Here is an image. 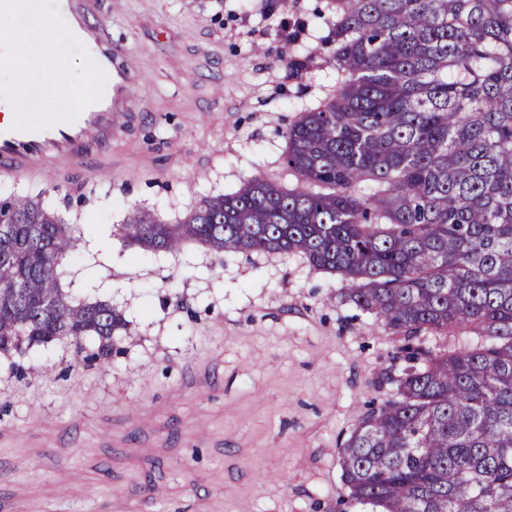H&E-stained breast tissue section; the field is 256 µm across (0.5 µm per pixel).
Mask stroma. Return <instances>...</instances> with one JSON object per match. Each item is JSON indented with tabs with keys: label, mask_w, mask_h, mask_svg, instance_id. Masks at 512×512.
Here are the masks:
<instances>
[{
	"label": "stroma",
	"mask_w": 512,
	"mask_h": 512,
	"mask_svg": "<svg viewBox=\"0 0 512 512\" xmlns=\"http://www.w3.org/2000/svg\"><path fill=\"white\" fill-rule=\"evenodd\" d=\"M142 110L96 164L0 176L78 225L60 270L127 321L0 354V512H373L339 465L360 415L398 398L403 334L298 253L174 254L125 242L133 210L174 223L253 176L291 188L284 133L340 86L330 0H92ZM32 123L72 98L0 78ZM161 498H153V489Z\"/></svg>",
	"instance_id": "35a3bbf8"
}]
</instances>
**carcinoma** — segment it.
Instances as JSON below:
<instances>
[{
    "label": "carcinoma",
    "mask_w": 512,
    "mask_h": 512,
    "mask_svg": "<svg viewBox=\"0 0 512 512\" xmlns=\"http://www.w3.org/2000/svg\"><path fill=\"white\" fill-rule=\"evenodd\" d=\"M333 4L342 87L286 132L297 185L255 176L176 224L136 211L123 236L300 253L390 329L480 331L440 355L407 347L400 398L360 416L342 479L377 512H512V0ZM78 232L40 195L0 193V353L126 327L63 293Z\"/></svg>",
    "instance_id": "cac0c4a2"
}]
</instances>
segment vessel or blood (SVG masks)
<instances>
[{"mask_svg": "<svg viewBox=\"0 0 512 512\" xmlns=\"http://www.w3.org/2000/svg\"><path fill=\"white\" fill-rule=\"evenodd\" d=\"M51 7L69 20L70 40L85 48L88 32L103 30L102 21L74 11L72 0H52ZM126 50L113 46L100 52L96 71L106 82L101 96L85 100L71 112H49L39 125H31L24 113L11 123H0V174L39 169L52 162L66 167L91 158L92 145H104L119 125L123 112L138 107L139 96L123 60Z\"/></svg>", "mask_w": 512, "mask_h": 512, "instance_id": "obj_1", "label": "vessel or blood"}]
</instances>
